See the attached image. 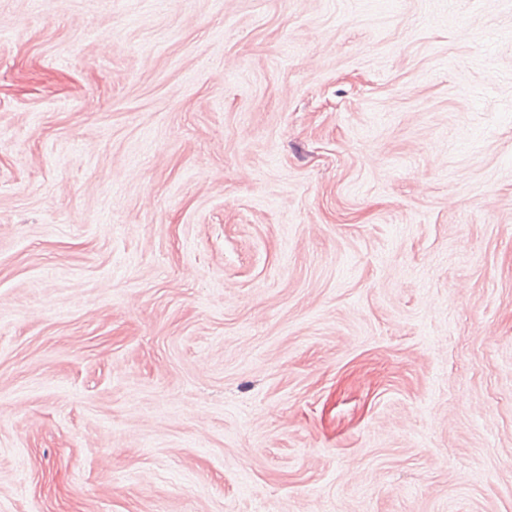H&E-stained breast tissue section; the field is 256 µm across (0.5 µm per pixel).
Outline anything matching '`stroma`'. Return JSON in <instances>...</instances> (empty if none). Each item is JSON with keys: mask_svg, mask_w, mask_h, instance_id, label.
Instances as JSON below:
<instances>
[{"mask_svg": "<svg viewBox=\"0 0 512 512\" xmlns=\"http://www.w3.org/2000/svg\"><path fill=\"white\" fill-rule=\"evenodd\" d=\"M0 512H512V0H0Z\"/></svg>", "mask_w": 512, "mask_h": 512, "instance_id": "35a3bbf8", "label": "stroma"}]
</instances>
